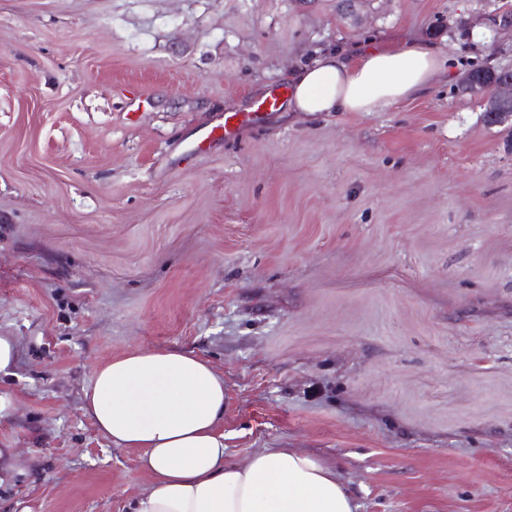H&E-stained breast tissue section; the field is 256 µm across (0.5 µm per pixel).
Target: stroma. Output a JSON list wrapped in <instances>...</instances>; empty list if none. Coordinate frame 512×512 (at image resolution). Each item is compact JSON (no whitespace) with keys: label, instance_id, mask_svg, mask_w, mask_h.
I'll return each instance as SVG.
<instances>
[{"label":"stroma","instance_id":"obj_1","mask_svg":"<svg viewBox=\"0 0 512 512\" xmlns=\"http://www.w3.org/2000/svg\"><path fill=\"white\" fill-rule=\"evenodd\" d=\"M503 11L0 0V448L30 453L0 512H130L150 479L82 406L139 349L223 376L229 462L296 449L355 512H512V127L460 90L512 68ZM407 37L450 62L418 96L286 111L318 53ZM470 74L474 78L477 87L473 81V78L467 74L461 81L460 85L462 91L464 92H476L478 90L493 89L498 82L507 79L509 76L512 78V75L504 72L502 69H476L473 70ZM277 104L278 97L275 94H271L257 104L254 112H236L226 115L224 117V122L220 125L214 126L208 132H206L202 136L199 143L190 146V151L201 148V145L206 141L211 143L214 140L232 139L237 135L242 127L252 123L257 118L258 113L275 108Z\"/></svg>","mask_w":512,"mask_h":512}]
</instances>
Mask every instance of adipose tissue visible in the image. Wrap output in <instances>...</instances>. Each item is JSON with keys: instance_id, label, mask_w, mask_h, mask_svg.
Returning a JSON list of instances; mask_svg holds the SVG:
<instances>
[{"instance_id": "adipose-tissue-1", "label": "adipose tissue", "mask_w": 512, "mask_h": 512, "mask_svg": "<svg viewBox=\"0 0 512 512\" xmlns=\"http://www.w3.org/2000/svg\"><path fill=\"white\" fill-rule=\"evenodd\" d=\"M436 45L406 39L388 49L335 51L294 71V112H376L413 98L439 76ZM84 411L97 429L138 452L149 489L132 512H353L335 471L289 448L245 463L224 459V379L202 358L137 350L97 366Z\"/></svg>"}]
</instances>
